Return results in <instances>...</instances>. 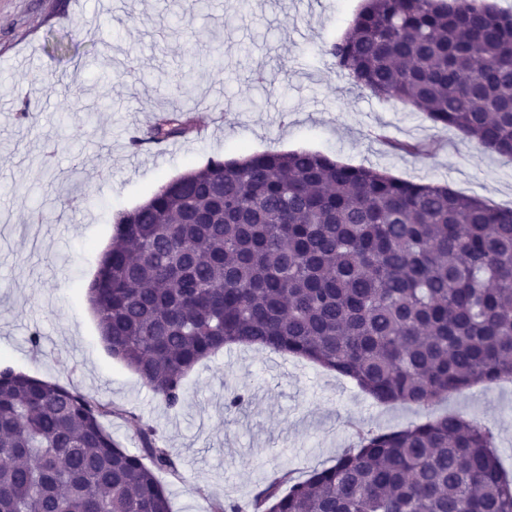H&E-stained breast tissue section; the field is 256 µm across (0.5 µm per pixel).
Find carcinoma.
Here are the masks:
<instances>
[{
    "label": "carcinoma",
    "mask_w": 512,
    "mask_h": 512,
    "mask_svg": "<svg viewBox=\"0 0 512 512\" xmlns=\"http://www.w3.org/2000/svg\"><path fill=\"white\" fill-rule=\"evenodd\" d=\"M373 95L512 158V14L486 0H364L326 46ZM154 117L148 141L193 133ZM100 337L169 409L226 346H261L429 406L512 380V208L311 151L212 158L118 213L87 289ZM92 397L0 370V512H172L156 430L120 447ZM209 512H512L493 433L454 414L360 435Z\"/></svg>",
    "instance_id": "cac0c4a2"
}]
</instances>
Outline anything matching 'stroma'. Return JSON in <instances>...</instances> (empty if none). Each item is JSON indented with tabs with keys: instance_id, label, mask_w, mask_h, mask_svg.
Here are the masks:
<instances>
[{
	"instance_id": "35a3bbf8",
	"label": "stroma",
	"mask_w": 512,
	"mask_h": 512,
	"mask_svg": "<svg viewBox=\"0 0 512 512\" xmlns=\"http://www.w3.org/2000/svg\"><path fill=\"white\" fill-rule=\"evenodd\" d=\"M0 0V369L11 367L118 408L115 442H142L125 414L156 428L178 466L173 512L247 501L273 471L296 476L355 447L356 430H395L445 412L489 426L512 469V383L449 394L431 408L376 404L336 373L264 348L201 360L185 398L162 404L112 358L87 300L119 212L204 166L308 150L512 206V160L475 147L416 106L354 88L327 67L361 0ZM180 14L178 27L168 19ZM223 64L179 77L187 49ZM191 108L205 136L132 149L153 115ZM428 142L432 152L396 150ZM39 344H32V337ZM243 406L227 407L231 395Z\"/></svg>"
}]
</instances>
